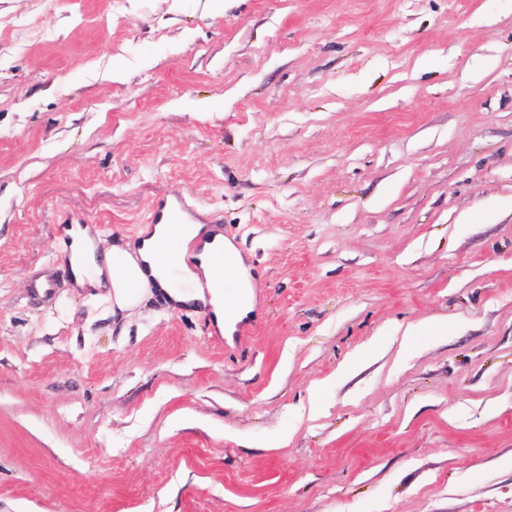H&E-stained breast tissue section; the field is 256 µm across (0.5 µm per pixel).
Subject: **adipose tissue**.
Listing matches in <instances>:
<instances>
[{
    "instance_id": "adipose-tissue-1",
    "label": "adipose tissue",
    "mask_w": 512,
    "mask_h": 512,
    "mask_svg": "<svg viewBox=\"0 0 512 512\" xmlns=\"http://www.w3.org/2000/svg\"><path fill=\"white\" fill-rule=\"evenodd\" d=\"M70 239V266L76 287L106 289L114 309L127 311L138 307L153 291L163 292L173 305L209 308L219 331L233 330L255 302V284L243 257L224 237L213 235L206 224L184 216L176 224H149L139 232L137 243L115 246L99 252L89 228L72 225L64 231ZM183 245H196L199 251L194 265L168 266L160 257L171 238ZM222 252L227 270L246 296L233 308L226 307L224 295L212 288L216 271L215 252Z\"/></svg>"
}]
</instances>
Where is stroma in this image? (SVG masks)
<instances>
[{
	"mask_svg": "<svg viewBox=\"0 0 512 512\" xmlns=\"http://www.w3.org/2000/svg\"><path fill=\"white\" fill-rule=\"evenodd\" d=\"M0 32V512H512V0ZM174 191L260 283L231 337L74 285L66 225L105 251Z\"/></svg>",
	"mask_w": 512,
	"mask_h": 512,
	"instance_id": "35a3bbf8",
	"label": "stroma"
}]
</instances>
